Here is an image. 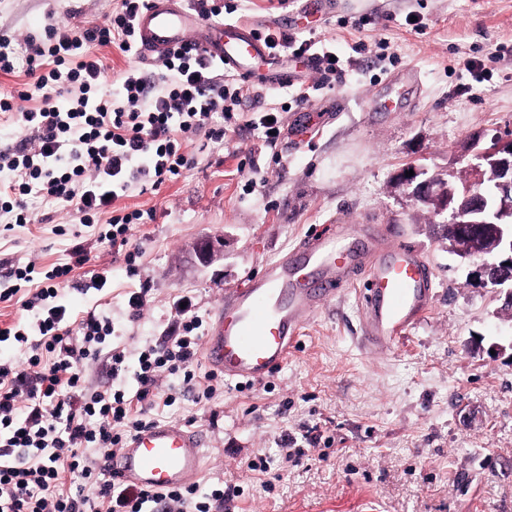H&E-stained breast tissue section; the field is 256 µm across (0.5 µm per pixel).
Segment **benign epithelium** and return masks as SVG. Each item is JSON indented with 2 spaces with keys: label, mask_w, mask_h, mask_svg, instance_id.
<instances>
[{
  "label": "benign epithelium",
  "mask_w": 512,
  "mask_h": 512,
  "mask_svg": "<svg viewBox=\"0 0 512 512\" xmlns=\"http://www.w3.org/2000/svg\"><path fill=\"white\" fill-rule=\"evenodd\" d=\"M469 171V180L458 184L409 166L399 183L415 201L435 205L449 249L473 262L482 284L512 283V136H492L472 155Z\"/></svg>",
  "instance_id": "benign-epithelium-1"
}]
</instances>
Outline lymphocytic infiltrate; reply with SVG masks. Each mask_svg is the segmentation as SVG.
Returning a JSON list of instances; mask_svg holds the SVG:
<instances>
[{"mask_svg": "<svg viewBox=\"0 0 512 512\" xmlns=\"http://www.w3.org/2000/svg\"><path fill=\"white\" fill-rule=\"evenodd\" d=\"M149 0H118L112 14L82 29L49 21L42 33L16 40L0 35V73L18 71L21 89L0 92V112L14 115L24 135L0 151V213L11 223H37L31 202L50 198L72 207L80 224H102L114 254L136 274L133 225L145 212L128 198L160 191L193 164L187 146L202 138L224 141V126L244 102H253L257 130L275 147L282 125L263 89L224 69L205 54L184 48L145 66L116 71L111 53L137 54V20ZM269 49L296 58L314 56L313 85L292 86L296 103L314 89L334 87L344 75L334 49L314 34L260 29ZM91 258L72 238L66 261L48 267L28 261L15 269L17 283L0 289V303L17 302L27 320L0 326V343H13L23 366L0 362V512H224L233 495L223 482L207 491L190 484L147 491L113 480L105 462L137 429L153 423L155 410L172 406L175 388L215 398L222 375L199 363L202 321L193 316L169 338L137 356L112 339V321L89 311L73 323L61 303L63 285ZM136 358V388L123 377ZM107 360L112 382L90 390L85 366Z\"/></svg>", "mask_w": 512, "mask_h": 512, "instance_id": "1", "label": "lymphocytic infiltrate"}]
</instances>
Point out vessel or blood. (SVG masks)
Instances as JSON below:
<instances>
[{
	"label": "vessel or blood",
	"instance_id": "vessel-or-blood-1",
	"mask_svg": "<svg viewBox=\"0 0 512 512\" xmlns=\"http://www.w3.org/2000/svg\"><path fill=\"white\" fill-rule=\"evenodd\" d=\"M340 0H301L282 25L302 27L308 19L333 15ZM138 56L160 57L192 44L225 68L271 87H282L315 63H292L272 55L250 23L211 21L182 6L181 0H150L138 19ZM392 225L349 224L303 238L264 266L246 285L229 291L212 315L204 355L230 380L259 382L288 360L303 321L355 284L365 322L360 342L383 349L404 340L436 298L435 274L422 252L398 239ZM204 438L189 426L156 422L133 432L112 457L115 477L150 491L191 484L201 473Z\"/></svg>",
	"mask_w": 512,
	"mask_h": 512
}]
</instances>
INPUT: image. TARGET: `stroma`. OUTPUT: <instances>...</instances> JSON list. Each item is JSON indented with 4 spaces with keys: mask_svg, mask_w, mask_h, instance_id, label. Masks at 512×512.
Here are the masks:
<instances>
[{
    "mask_svg": "<svg viewBox=\"0 0 512 512\" xmlns=\"http://www.w3.org/2000/svg\"><path fill=\"white\" fill-rule=\"evenodd\" d=\"M117 0H0V33H39L47 18L69 25L102 21ZM420 19L419 29L405 23ZM364 31H354L359 19ZM347 71L344 83L313 94L303 109L333 120L303 144L262 146L238 110L224 144L196 152L177 182L129 203L153 210L134 225L139 272L80 227L91 268H108L103 290L66 291L73 320L100 307L129 351L162 342L190 297L210 322L225 292L260 273L303 237L343 220L401 224L436 276L431 313L403 344L367 352L359 344L356 291L337 295L305 321L287 362L265 380L224 383L222 394L178 396L160 414L201 431L206 459L200 489L220 480L239 495L236 512H512V307L505 291L480 286L472 266L448 248L429 207L398 185L412 163L464 181L474 138L512 132V0H348L319 26ZM368 51L352 52L355 42ZM482 61L491 80L464 68ZM268 100L291 127L298 107L281 88ZM401 102L402 111H386ZM41 221L0 233V282L12 266L65 257L75 224L70 209L36 202ZM216 250L201 263L194 247ZM147 288L141 319L130 320L127 294ZM317 429L319 442L305 440ZM304 451L298 463L272 465L265 489L248 463L262 451L278 458L282 434Z\"/></svg>",
    "mask_w": 512,
    "mask_h": 512,
    "instance_id": "obj_1",
    "label": "stroma"
}]
</instances>
